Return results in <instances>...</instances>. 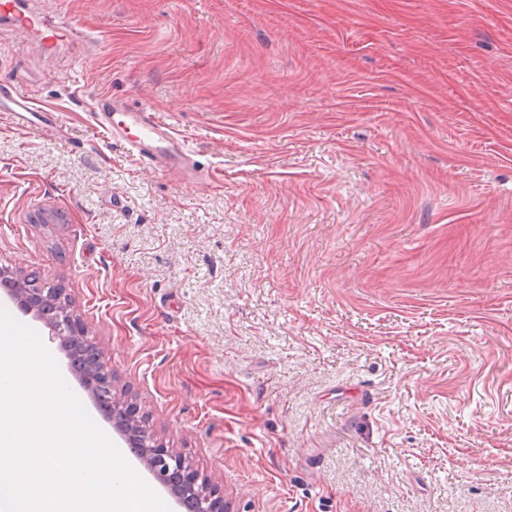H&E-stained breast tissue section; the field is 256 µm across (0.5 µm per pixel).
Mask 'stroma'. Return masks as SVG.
Instances as JSON below:
<instances>
[{"mask_svg": "<svg viewBox=\"0 0 512 512\" xmlns=\"http://www.w3.org/2000/svg\"><path fill=\"white\" fill-rule=\"evenodd\" d=\"M0 26V265L232 512H512V0H46ZM145 104L197 182L90 117ZM0 21L3 26L21 33H35L41 37L43 50L52 54L55 52L60 38L82 40V31L54 23L48 17L44 2L41 1H0ZM0 111L12 112L15 127L18 129L25 128L36 120L47 124L54 119L52 110L38 107L29 94L16 90L0 94Z\"/></svg>", "mask_w": 512, "mask_h": 512, "instance_id": "obj_1", "label": "stroma"}]
</instances>
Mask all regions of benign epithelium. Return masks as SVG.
<instances>
[{"label":"benign epithelium","instance_id":"benign-epithelium-1","mask_svg":"<svg viewBox=\"0 0 512 512\" xmlns=\"http://www.w3.org/2000/svg\"><path fill=\"white\" fill-rule=\"evenodd\" d=\"M0 286L6 288L9 297L24 312L47 319L52 339L59 342L60 348L69 352L81 344L87 349L85 363L79 371L81 387L96 403L104 393L111 396L109 406L103 411L125 442L136 448L135 457L158 483L172 490L178 502L191 512H228L223 485L211 476L198 473L185 456L159 441L137 418V405L116 390L103 346L88 335L63 289L37 288L29 275L7 267L0 268Z\"/></svg>","mask_w":512,"mask_h":512}]
</instances>
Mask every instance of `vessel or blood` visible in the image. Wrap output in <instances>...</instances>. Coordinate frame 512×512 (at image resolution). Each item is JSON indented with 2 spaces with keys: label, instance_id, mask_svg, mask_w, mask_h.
<instances>
[{
  "label": "vessel or blood",
  "instance_id": "vessel-or-blood-1",
  "mask_svg": "<svg viewBox=\"0 0 512 512\" xmlns=\"http://www.w3.org/2000/svg\"><path fill=\"white\" fill-rule=\"evenodd\" d=\"M0 24L21 33H35L46 53H54L60 39H83L82 31L52 22L43 0H0ZM0 111L12 113L16 128L54 119L52 110L37 106L29 94H0ZM96 124L111 137L122 140L142 164L159 172H180L185 179L198 178L184 139L148 107L132 106L111 99L96 101L92 114Z\"/></svg>",
  "mask_w": 512,
  "mask_h": 512
}]
</instances>
